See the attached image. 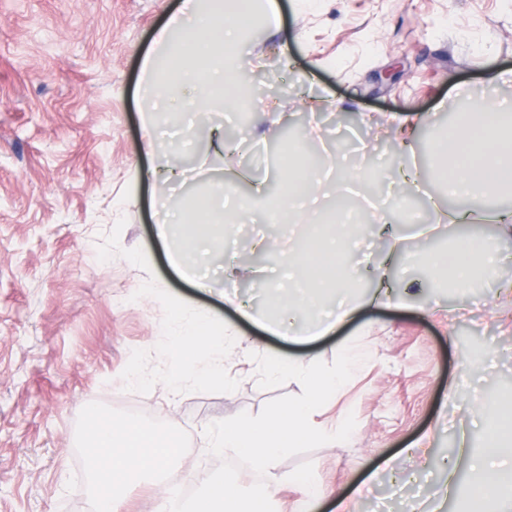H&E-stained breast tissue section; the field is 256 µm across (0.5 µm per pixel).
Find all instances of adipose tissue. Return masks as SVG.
Wrapping results in <instances>:
<instances>
[{"label":"adipose tissue","instance_id":"1","mask_svg":"<svg viewBox=\"0 0 512 512\" xmlns=\"http://www.w3.org/2000/svg\"><path fill=\"white\" fill-rule=\"evenodd\" d=\"M275 0H186V13L172 17L156 37L157 49L144 61L147 80L142 95L162 101L178 85L196 84L201 93L195 102L200 113L223 110L224 88L233 84L240 62L233 55L243 33L255 19L273 24ZM436 171L447 183L449 193L485 199L502 188H512V111L487 84L483 95L472 102L463 124L441 133L435 148ZM284 192L266 198L264 183L251 185L250 198L239 201L233 211L224 208L226 182L212 189L192 208L167 212L159 226L160 236L170 229H183L182 243L171 260L178 269L196 264L202 254L224 252V239L234 232L233 219L260 211L268 224L287 221L307 223L306 241L286 254L287 300L269 297L268 312L256 314V321L269 332L295 341H309L329 332L335 321L348 318L367 305H398V298L375 290L363 294L356 288L368 272L391 278L389 265L343 264L342 258L354 240L350 224H311L298 204L297 182L318 188L314 171L303 169L293 158L280 166ZM494 247L486 241H470L449 257L447 264L430 261L431 272L447 271L453 283L481 276L494 277L498 267ZM169 306L178 314L170 325L171 346L160 355L171 395H180L192 382L217 381L224 375V354L231 351L234 336L203 308L186 313L177 300ZM482 405L493 417L484 437L481 460L472 464L475 480L470 489L477 507L495 496L512 491V409L502 407L496 395H486ZM138 446L123 454L112 452V427H99L93 453L91 485L103 512H121V489L136 484H158L164 464L176 450L156 431L139 429Z\"/></svg>","mask_w":512,"mask_h":512}]
</instances>
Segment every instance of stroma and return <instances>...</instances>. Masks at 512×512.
I'll list each match as a JSON object with an SVG mask.
<instances>
[{"label":"stroma","mask_w":512,"mask_h":512,"mask_svg":"<svg viewBox=\"0 0 512 512\" xmlns=\"http://www.w3.org/2000/svg\"><path fill=\"white\" fill-rule=\"evenodd\" d=\"M182 0H0V512H97L82 445L91 407L120 426L136 421L172 432L184 445L168 466L199 484L217 466L200 432L211 422L301 389L259 388L250 346L280 357L333 361L351 336L364 335L372 365L320 409V420L354 414L358 434L279 462L276 512H470L471 461L490 418L481 396L512 403V303L498 284L512 281V238L497 226L436 222L434 206H466L434 180L432 142L449 113L478 97L490 74L512 107V0H277L278 33L258 28L240 47L261 56L273 92L257 89L247 127L230 112H179L155 130L156 153L140 149L151 115L139 87L143 59ZM416 125L414 164L424 190L388 191L406 161L385 132L390 116ZM229 144L214 155L209 125ZM319 127L315 148L351 169L362 196H392L414 222L393 238L365 228L372 260L408 249L493 241L504 260L472 292H441L416 268L400 271L417 296L399 308L371 306L309 345L271 336L226 306L241 299L263 310L280 278V257L302 226L280 225L262 259H249L259 224L234 239L235 282L213 263L192 278L174 272L152 218L161 205L191 206L211 180L237 169L277 193L272 153L291 130ZM180 154L186 183L143 179L155 158ZM208 307L240 341L224 367L227 382L192 386L167 401L163 381L145 398L126 379L132 359L163 372L169 342L166 300ZM316 490L302 500L293 479Z\"/></svg>","instance_id":"35a3bbf8"}]
</instances>
